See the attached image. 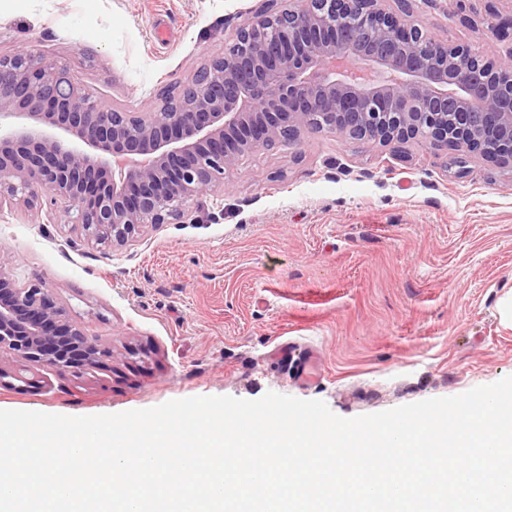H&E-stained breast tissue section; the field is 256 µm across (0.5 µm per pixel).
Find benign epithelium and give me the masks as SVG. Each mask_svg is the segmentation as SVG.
<instances>
[{
    "instance_id": "1",
    "label": "benign epithelium",
    "mask_w": 512,
    "mask_h": 512,
    "mask_svg": "<svg viewBox=\"0 0 512 512\" xmlns=\"http://www.w3.org/2000/svg\"><path fill=\"white\" fill-rule=\"evenodd\" d=\"M328 2L266 0L178 102L150 112L104 111L27 48L0 56V196L29 207L47 197L71 232L115 249L230 186L248 154L312 132L412 141L512 171V46L441 40L411 20L413 0ZM110 355L48 289L0 265V364L75 371Z\"/></svg>"
}]
</instances>
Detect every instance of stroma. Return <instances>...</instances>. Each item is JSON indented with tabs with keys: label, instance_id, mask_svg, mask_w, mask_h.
I'll return each mask as SVG.
<instances>
[{
	"label": "stroma",
	"instance_id": "1",
	"mask_svg": "<svg viewBox=\"0 0 512 512\" xmlns=\"http://www.w3.org/2000/svg\"><path fill=\"white\" fill-rule=\"evenodd\" d=\"M264 0H0V55L26 47L107 105L151 111L221 55ZM512 0H415L452 44L504 49ZM0 261L112 348L75 376L8 364L0 409L90 416L195 396L319 399L352 418L512 376V172L443 151L309 133L244 158L230 193L122 249L59 207L0 199ZM318 368L301 378L304 354Z\"/></svg>",
	"mask_w": 512,
	"mask_h": 512
}]
</instances>
